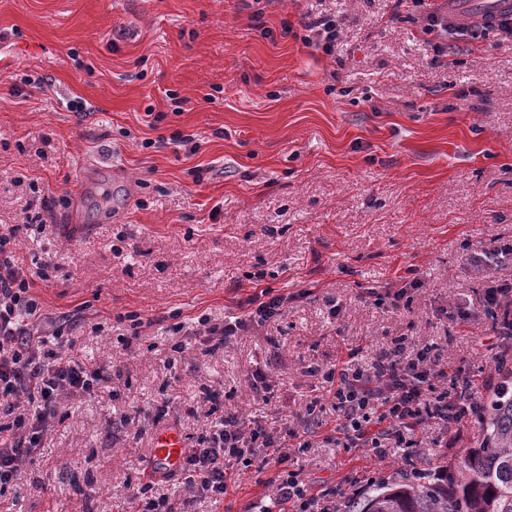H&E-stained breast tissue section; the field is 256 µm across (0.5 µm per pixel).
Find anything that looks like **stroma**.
<instances>
[{"label":"stroma","instance_id":"35a3bbf8","mask_svg":"<svg viewBox=\"0 0 512 512\" xmlns=\"http://www.w3.org/2000/svg\"><path fill=\"white\" fill-rule=\"evenodd\" d=\"M394 6L272 0L258 25L245 0H0V232H14L20 265L44 268L32 294L75 358L111 377L95 397L61 400L48 451L0 491V512H133L117 491L141 482L156 433L189 446L209 426L208 405L186 409L201 389L225 412L291 420L321 392L307 366L354 347L366 365L393 337L449 332V372L496 382L489 320L435 311L477 299L474 256L512 241V40L453 42L438 66L421 20ZM306 15L340 21L334 56L283 36ZM28 74L42 87L23 85ZM177 131L196 153L172 144ZM414 278L408 306L374 304ZM266 288L287 302L263 327L213 353L188 335L199 315L223 324ZM131 314L143 326L128 351ZM164 397L173 411L159 420ZM326 434L290 455L343 491L340 512L371 481L432 472L480 438L472 421L380 459ZM276 472L235 471L220 503L162 491L176 512H253Z\"/></svg>","mask_w":512,"mask_h":512}]
</instances>
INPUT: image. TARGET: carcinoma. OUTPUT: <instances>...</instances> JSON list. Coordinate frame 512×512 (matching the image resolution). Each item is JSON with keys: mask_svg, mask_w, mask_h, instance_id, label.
Returning <instances> with one entry per match:
<instances>
[{"mask_svg": "<svg viewBox=\"0 0 512 512\" xmlns=\"http://www.w3.org/2000/svg\"><path fill=\"white\" fill-rule=\"evenodd\" d=\"M482 440L433 474L373 485L347 512H512V370L486 395Z\"/></svg>", "mask_w": 512, "mask_h": 512, "instance_id": "1", "label": "carcinoma"}]
</instances>
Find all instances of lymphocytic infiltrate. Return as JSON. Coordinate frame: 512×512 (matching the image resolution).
I'll list each match as a JSON object with an SVG mask.
<instances>
[{
    "label": "lymphocytic infiltrate",
    "mask_w": 512,
    "mask_h": 512,
    "mask_svg": "<svg viewBox=\"0 0 512 512\" xmlns=\"http://www.w3.org/2000/svg\"><path fill=\"white\" fill-rule=\"evenodd\" d=\"M396 5L407 13L422 14L435 65L448 55L449 36L465 42L493 33L512 38V9L460 23L449 14L448 0H396ZM14 242V233L0 234V489L19 480L26 463L41 453L62 396H93L110 380L103 368L74 358L73 342L62 327L53 325L35 333L34 326L44 315L31 293L34 272L18 264ZM286 301V296L266 290L253 298L250 311L224 325L200 318V342L207 351L221 349L232 337L280 315ZM479 303L492 319L494 361L507 363L512 359V289L489 283ZM447 350L444 342L415 344L401 337L378 345L364 367L350 361L326 370L311 366L310 374L321 376L327 389L323 397L306 405L301 430L271 433L257 422L224 415L195 446L184 449L178 471L159 472L151 461H142L141 483L126 486L124 495L136 512H175L168 496L153 495L155 486L180 480L188 491L220 502L229 488L231 467L248 469L273 462L280 466L276 495L262 512H337L340 490L316 487L300 470L288 468V443L312 447L327 412L337 417L331 441L368 449L381 459L391 449L414 447L419 429L435 425L444 434L454 433L480 404L475 383L449 376L444 362Z\"/></svg>",
    "instance_id": "f902f5d3"
}]
</instances>
